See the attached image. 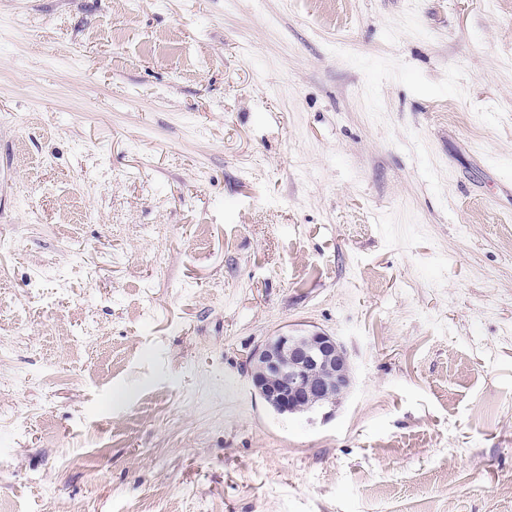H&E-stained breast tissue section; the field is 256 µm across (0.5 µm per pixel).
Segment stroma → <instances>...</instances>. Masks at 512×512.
<instances>
[{"mask_svg": "<svg viewBox=\"0 0 512 512\" xmlns=\"http://www.w3.org/2000/svg\"><path fill=\"white\" fill-rule=\"evenodd\" d=\"M1 304L0 512H512V0H0ZM250 377L266 403L293 414L344 396L352 378L347 354L320 331L271 336L250 355Z\"/></svg>", "mask_w": 512, "mask_h": 512, "instance_id": "obj_1", "label": "stroma"}]
</instances>
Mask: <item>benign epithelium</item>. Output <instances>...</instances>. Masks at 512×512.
<instances>
[{"label": "benign epithelium", "instance_id": "1", "mask_svg": "<svg viewBox=\"0 0 512 512\" xmlns=\"http://www.w3.org/2000/svg\"><path fill=\"white\" fill-rule=\"evenodd\" d=\"M250 377L263 400L293 414L344 396L352 378L347 354L320 331H283L250 355Z\"/></svg>", "mask_w": 512, "mask_h": 512}]
</instances>
